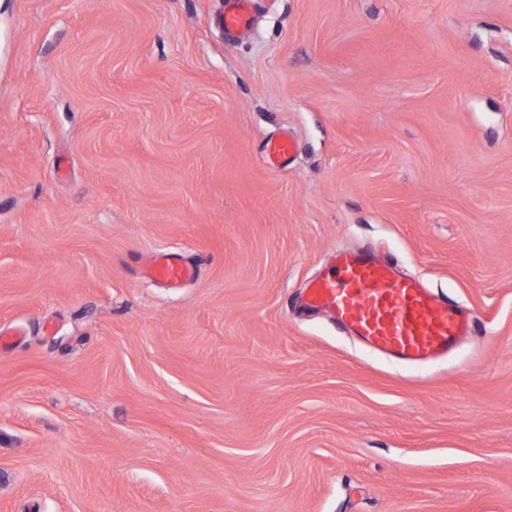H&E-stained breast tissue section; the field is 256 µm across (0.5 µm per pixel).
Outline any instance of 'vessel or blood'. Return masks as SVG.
I'll use <instances>...</instances> for the list:
<instances>
[{"label": "vessel or blood", "instance_id": "vessel-or-blood-1", "mask_svg": "<svg viewBox=\"0 0 512 512\" xmlns=\"http://www.w3.org/2000/svg\"><path fill=\"white\" fill-rule=\"evenodd\" d=\"M255 11V0H224V32L250 29ZM294 152L293 137L281 135L267 144V163L284 167ZM143 273L177 288L193 280L196 269L175 255L158 254ZM305 298L363 342L404 364L432 361L475 329L470 313L366 249L337 251L327 271L310 282Z\"/></svg>", "mask_w": 512, "mask_h": 512}]
</instances>
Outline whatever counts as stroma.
Segmentation results:
<instances>
[{"mask_svg": "<svg viewBox=\"0 0 512 512\" xmlns=\"http://www.w3.org/2000/svg\"><path fill=\"white\" fill-rule=\"evenodd\" d=\"M223 4L0 0V512H512V0ZM358 248L474 333L301 311ZM256 0H225L220 24L226 34H241L253 25ZM294 152L295 141L288 132H284L266 145L267 163L272 168H282L291 160ZM143 273L177 288L196 277V268L173 254H157L145 265Z\"/></svg>", "mask_w": 512, "mask_h": 512, "instance_id": "obj_1", "label": "stroma"}]
</instances>
